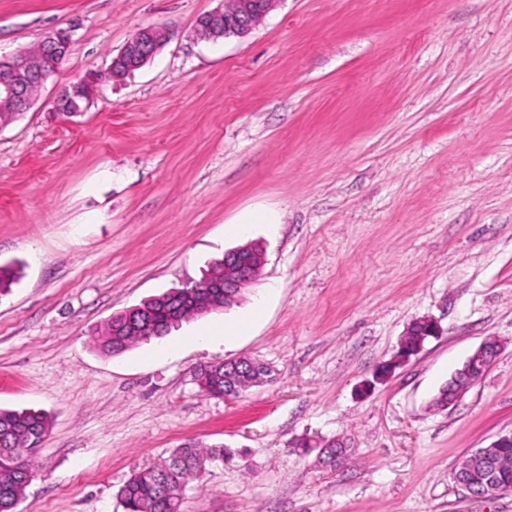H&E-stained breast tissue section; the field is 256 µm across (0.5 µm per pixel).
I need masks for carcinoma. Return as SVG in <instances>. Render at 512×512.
Listing matches in <instances>:
<instances>
[{
  "instance_id": "obj_1",
  "label": "carcinoma",
  "mask_w": 512,
  "mask_h": 512,
  "mask_svg": "<svg viewBox=\"0 0 512 512\" xmlns=\"http://www.w3.org/2000/svg\"><path fill=\"white\" fill-rule=\"evenodd\" d=\"M153 312L163 333L179 323L196 317L197 300L182 288H172L143 302ZM416 336H404L406 350L398 351L391 364L398 365L407 354L420 349L425 337L419 336L422 326H416ZM154 340L141 335L121 318H112L96 338L97 348L106 355H119L138 343ZM273 370L264 363L245 371L234 370L233 361L223 365H204L197 369L196 380L201 391L220 398H232L257 385V380L272 378ZM51 427L47 415L34 409H0V512H16L27 476L32 474V454ZM222 445L205 446L189 440L173 449L160 463L129 477L120 490L125 512H181V489L197 480L206 466L224 460Z\"/></svg>"
}]
</instances>
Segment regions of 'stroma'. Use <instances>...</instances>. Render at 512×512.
I'll list each match as a JSON object with an SVG mask.
<instances>
[{
    "label": "stroma",
    "instance_id": "1",
    "mask_svg": "<svg viewBox=\"0 0 512 512\" xmlns=\"http://www.w3.org/2000/svg\"><path fill=\"white\" fill-rule=\"evenodd\" d=\"M225 0H0V55L71 32L31 108L0 125V408L52 426L17 512H125L119 490L186 440L229 451L182 512H512L452 475L512 433V0H277L246 37L202 39ZM172 38L83 115L58 90L139 29ZM270 211L237 236L226 224ZM254 242L237 305L117 356L94 338ZM263 312L207 348L187 337ZM441 332L386 381L407 327ZM503 349L455 405L440 387ZM177 353L160 355V348ZM239 356L273 381L201 393ZM350 440L324 469L316 441ZM311 441L301 449L299 441ZM488 339L480 344L463 366L454 373L448 383L439 389L432 400L431 405L433 407L446 409L450 405L455 404L492 365L501 353L502 343L496 339V344L493 347H489ZM491 355H493L492 358L494 357V359H491ZM247 360L256 363L257 368L236 371L232 369L235 366L232 360L224 362L222 366H218V363L201 366L196 371L198 386L208 396L221 398L225 394L235 398L248 388L257 386L259 381L255 380L258 377L260 381L272 378L273 370L267 364L250 358Z\"/></svg>",
    "mask_w": 512,
    "mask_h": 512
}]
</instances>
